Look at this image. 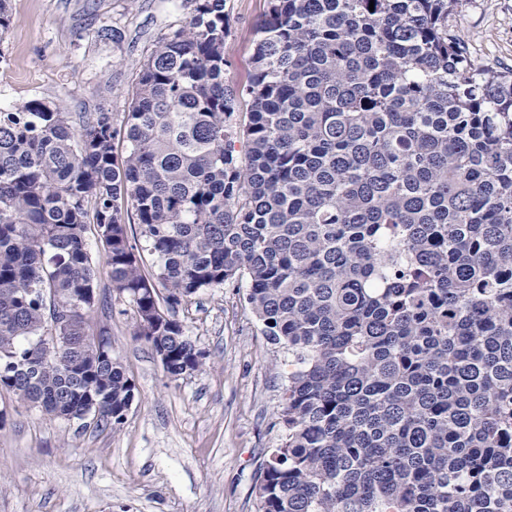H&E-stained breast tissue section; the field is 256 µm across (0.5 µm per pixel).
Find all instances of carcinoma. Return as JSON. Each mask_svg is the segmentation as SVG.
<instances>
[{
    "label": "carcinoma",
    "instance_id": "cac0c4a2",
    "mask_svg": "<svg viewBox=\"0 0 512 512\" xmlns=\"http://www.w3.org/2000/svg\"><path fill=\"white\" fill-rule=\"evenodd\" d=\"M224 2L158 39L118 127L0 109V390L123 423L135 385L89 333L91 218L172 379L203 354L163 306L228 281L287 348L257 512H512V70L450 30L461 0H268L238 84ZM122 209L124 210L126 217L127 234L131 243L137 245L139 255L142 259V268L146 275L150 278L154 271L153 257L147 250H145L144 239L140 236L139 226L136 224V219L134 216V209L129 199H125L124 203H122ZM126 212H128V215Z\"/></svg>",
    "mask_w": 512,
    "mask_h": 512
}]
</instances>
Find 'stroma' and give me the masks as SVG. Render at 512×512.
Instances as JSON below:
<instances>
[{
    "instance_id": "35a3bbf8",
    "label": "stroma",
    "mask_w": 512,
    "mask_h": 512,
    "mask_svg": "<svg viewBox=\"0 0 512 512\" xmlns=\"http://www.w3.org/2000/svg\"><path fill=\"white\" fill-rule=\"evenodd\" d=\"M0 36V107L34 99L122 119L155 42L189 19L191 0H9ZM267 0H226L229 77L253 71ZM448 23L475 62L512 68V0H465ZM120 40H112L111 31ZM245 283L199 291L175 309L206 357L172 380L133 334L135 307L100 267L94 328L137 388L117 429L79 427L0 391V512H256L263 461L284 437L292 372L245 299Z\"/></svg>"
}]
</instances>
